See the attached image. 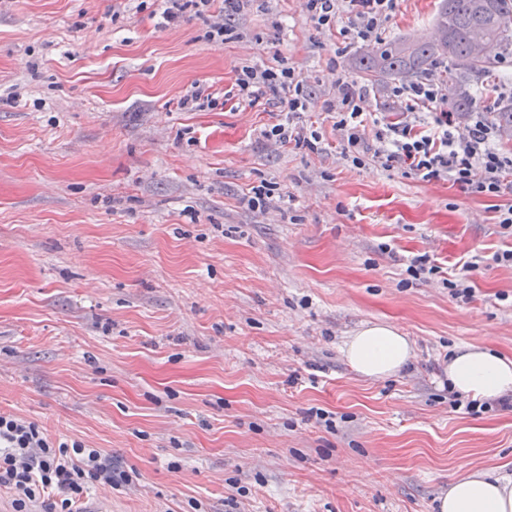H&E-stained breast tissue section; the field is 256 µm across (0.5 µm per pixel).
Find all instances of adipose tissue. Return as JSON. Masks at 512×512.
Here are the masks:
<instances>
[{"label":"adipose tissue","instance_id":"ef3b65f1","mask_svg":"<svg viewBox=\"0 0 512 512\" xmlns=\"http://www.w3.org/2000/svg\"><path fill=\"white\" fill-rule=\"evenodd\" d=\"M341 352L361 377L381 380L406 368L413 348L392 324L362 325ZM448 387L460 396L489 400L512 395V359L480 344H466L448 358ZM439 512H512V476L476 471L452 481L438 499Z\"/></svg>","mask_w":512,"mask_h":512}]
</instances>
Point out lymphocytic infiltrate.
<instances>
[{
    "instance_id": "obj_1",
    "label": "lymphocytic infiltrate",
    "mask_w": 512,
    "mask_h": 512,
    "mask_svg": "<svg viewBox=\"0 0 512 512\" xmlns=\"http://www.w3.org/2000/svg\"><path fill=\"white\" fill-rule=\"evenodd\" d=\"M155 2L164 23L177 22L186 11L205 18L206 41L220 44L228 30L225 16L239 13L248 0H120L113 18L138 13ZM398 8V0H303L302 9L322 28H338L345 42L376 39ZM232 98L254 104L270 96L281 113L261 132L264 139L312 153L322 150L323 136L295 119L310 107L302 80L285 60L274 65L240 67L229 90ZM392 94L402 112L398 119L370 120L363 104L366 92L351 76L336 82V98L324 108L344 161L399 167L427 181H448L472 193L497 198L512 193V153L498 147L499 126L487 112L466 115L448 111L440 81L428 77L395 86ZM128 472L112 466L100 448L83 440L56 437L38 423L13 413H0V493L8 494L15 512L41 502L44 512H80L88 490L129 484Z\"/></svg>"
}]
</instances>
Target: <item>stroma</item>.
<instances>
[{
  "label": "stroma",
  "instance_id": "stroma-1",
  "mask_svg": "<svg viewBox=\"0 0 512 512\" xmlns=\"http://www.w3.org/2000/svg\"><path fill=\"white\" fill-rule=\"evenodd\" d=\"M114 3L0 0V410L131 471L89 490L107 512H437L465 468L512 475V409L471 415L444 388L457 346L512 357V268L492 259L512 195L349 166L322 106L377 41L316 29L300 0H254L221 45ZM436 3L400 0L378 41L429 32ZM278 54L322 153L262 138L267 101L222 99ZM195 81L220 105L177 110ZM263 180L266 212L247 204ZM419 254L473 298L411 279ZM368 322L410 336L398 376L341 354ZM273 183L261 181L260 185L252 187V196L248 198V205L251 208L259 210H267L270 208H276V200L280 201L281 196L278 195V199L275 200V191L277 188Z\"/></svg>",
  "mask_w": 512,
  "mask_h": 512
}]
</instances>
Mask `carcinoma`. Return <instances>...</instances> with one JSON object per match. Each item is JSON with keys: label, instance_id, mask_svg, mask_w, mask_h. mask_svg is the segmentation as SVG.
<instances>
[{"label": "carcinoma", "instance_id": "carcinoma-1", "mask_svg": "<svg viewBox=\"0 0 512 512\" xmlns=\"http://www.w3.org/2000/svg\"><path fill=\"white\" fill-rule=\"evenodd\" d=\"M433 25L430 37L381 43L358 59L356 74L377 85L411 74L424 75L439 64L444 79L457 89L454 110L471 112L478 101L468 86L492 74L503 57L512 56V0H440ZM477 35L483 44L479 56L473 53ZM462 60L471 61L470 66L459 68Z\"/></svg>", "mask_w": 512, "mask_h": 512}]
</instances>
